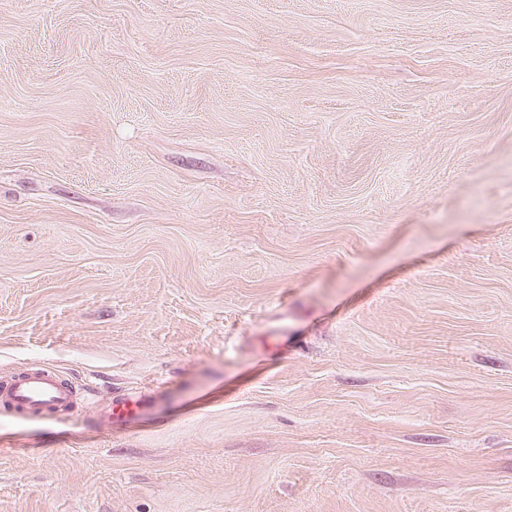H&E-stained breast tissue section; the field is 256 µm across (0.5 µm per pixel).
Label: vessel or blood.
<instances>
[{
  "label": "vessel or blood",
  "mask_w": 512,
  "mask_h": 512,
  "mask_svg": "<svg viewBox=\"0 0 512 512\" xmlns=\"http://www.w3.org/2000/svg\"><path fill=\"white\" fill-rule=\"evenodd\" d=\"M79 385L48 366H34L0 384V408L23 419L66 423L78 407ZM158 402L154 395H119L108 405L104 424L129 428Z\"/></svg>",
  "instance_id": "obj_1"
}]
</instances>
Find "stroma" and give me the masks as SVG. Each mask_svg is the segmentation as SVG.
<instances>
[{"label":"stroma","mask_w":512,"mask_h":512,"mask_svg":"<svg viewBox=\"0 0 512 512\" xmlns=\"http://www.w3.org/2000/svg\"><path fill=\"white\" fill-rule=\"evenodd\" d=\"M34 365L0 512H512V0H0ZM82 393L84 398L93 394L51 367L34 366L0 385V408L23 419L63 424L79 407ZM159 402L154 395H119L112 398L108 405L104 424L107 428H130L138 417L152 410Z\"/></svg>","instance_id":"obj_1"}]
</instances>
